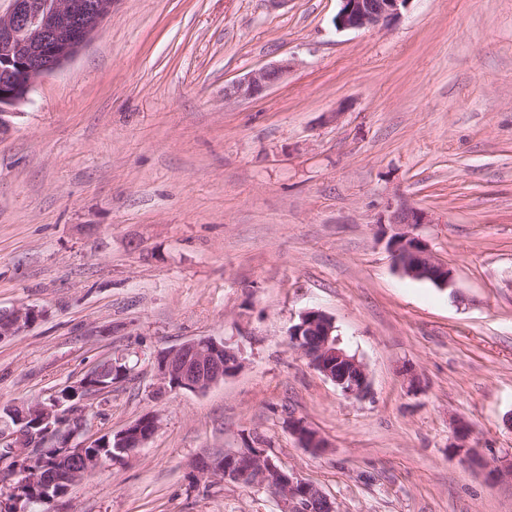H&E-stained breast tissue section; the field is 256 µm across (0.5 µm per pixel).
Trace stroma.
Here are the masks:
<instances>
[{
  "instance_id": "1",
  "label": "stroma",
  "mask_w": 512,
  "mask_h": 512,
  "mask_svg": "<svg viewBox=\"0 0 512 512\" xmlns=\"http://www.w3.org/2000/svg\"><path fill=\"white\" fill-rule=\"evenodd\" d=\"M338 9L114 0L0 137V308L42 312L0 341V408L112 359L129 372L92 397L84 436L160 416L64 512H280L194 468L253 435L336 512H512V479L489 474L512 458V0H411L382 31H337ZM284 59V82L225 100ZM389 202L429 212L418 234L451 288L394 269ZM307 309L365 362V399L290 348ZM202 337L239 348L242 370L159 393L156 356ZM460 419L479 463L456 454ZM288 60H281L253 70L224 86L225 100L255 98L266 90L282 83L292 68ZM288 429L289 433L303 448H310L315 451L326 448L324 440L315 430L307 426L303 421L298 419L289 420Z\"/></svg>"
}]
</instances>
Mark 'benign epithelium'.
Here are the masks:
<instances>
[{"instance_id": "obj_1", "label": "benign epithelium", "mask_w": 512, "mask_h": 512, "mask_svg": "<svg viewBox=\"0 0 512 512\" xmlns=\"http://www.w3.org/2000/svg\"><path fill=\"white\" fill-rule=\"evenodd\" d=\"M334 24L338 31L387 28L407 8L410 0H339ZM113 0H9L0 10V137L12 127L13 108L24 102L34 85L46 74L75 58L99 32L112 13ZM292 68L281 60L224 85V99L255 98L282 83ZM380 224L399 227L387 241L393 266L402 275L427 280L447 289L454 284V271L436 259L428 243L416 234L422 224L431 223L427 211L407 204H388ZM34 306L0 309V340L17 336L40 319ZM288 343L307 360L310 367L330 380L348 398L362 399L370 390L365 363L342 345L332 317L319 310H307L288 329ZM115 367L108 360L80 381L57 391L47 402L34 400L24 406L4 408L14 421L7 432L0 431V445L16 473L36 488L38 500L55 504L85 474L101 467L111 457L90 455L89 448L113 446L128 455L143 447L159 426V415L151 412L117 432H108L73 444L85 423L86 402L101 390L111 389L107 371ZM242 367L240 350L223 339L203 337L168 350L157 360L159 392L202 393L224 381ZM289 433L304 448L326 447L318 433L303 421L288 422ZM458 452L471 458L466 441L470 427L455 426ZM195 469L206 477H219L246 486L265 487L276 499L281 512H335L334 504L315 483L282 468L258 438L220 458H201Z\"/></svg>"}]
</instances>
